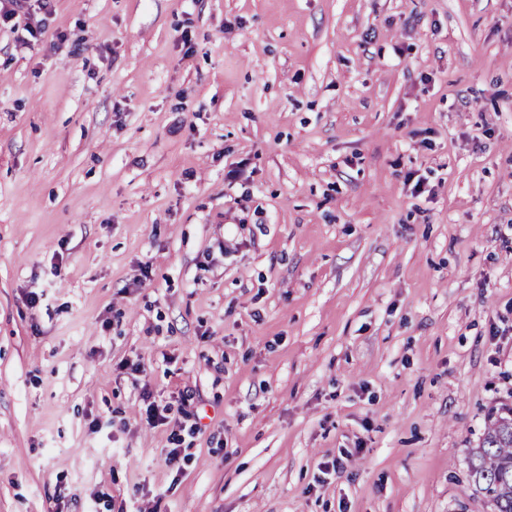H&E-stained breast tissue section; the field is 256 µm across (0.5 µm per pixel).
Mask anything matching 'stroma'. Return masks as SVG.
I'll list each match as a JSON object with an SVG mask.
<instances>
[{"label":"stroma","mask_w":512,"mask_h":512,"mask_svg":"<svg viewBox=\"0 0 512 512\" xmlns=\"http://www.w3.org/2000/svg\"><path fill=\"white\" fill-rule=\"evenodd\" d=\"M27 8L0 512H493L467 451L512 404V0Z\"/></svg>","instance_id":"stroma-1"}]
</instances>
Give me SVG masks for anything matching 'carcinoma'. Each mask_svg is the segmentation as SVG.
<instances>
[{"label": "carcinoma", "instance_id": "carcinoma-1", "mask_svg": "<svg viewBox=\"0 0 512 512\" xmlns=\"http://www.w3.org/2000/svg\"><path fill=\"white\" fill-rule=\"evenodd\" d=\"M468 477L493 506L494 512H512V406L486 416L476 447L469 450Z\"/></svg>", "mask_w": 512, "mask_h": 512}]
</instances>
